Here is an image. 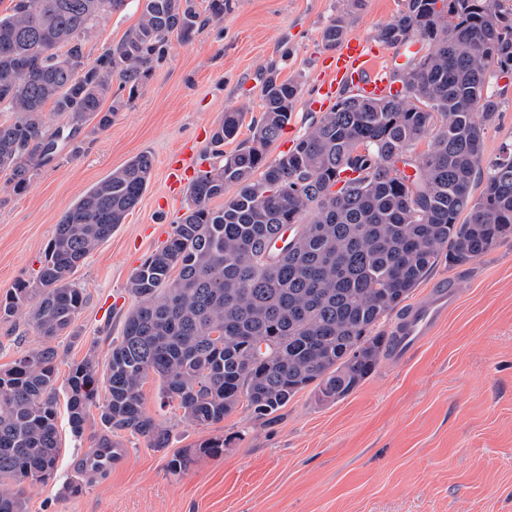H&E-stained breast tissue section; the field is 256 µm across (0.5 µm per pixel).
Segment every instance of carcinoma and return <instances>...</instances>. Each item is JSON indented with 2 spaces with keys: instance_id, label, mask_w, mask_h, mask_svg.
<instances>
[{
  "instance_id": "obj_1",
  "label": "carcinoma",
  "mask_w": 512,
  "mask_h": 512,
  "mask_svg": "<svg viewBox=\"0 0 512 512\" xmlns=\"http://www.w3.org/2000/svg\"><path fill=\"white\" fill-rule=\"evenodd\" d=\"M13 2L0 15V80L12 79L0 83V115L8 114L0 174L19 192L86 124L111 123L103 104L113 80L133 98L172 36L189 40L228 6L208 0L202 16L194 0H138L132 34L89 62L85 40L128 0ZM349 25L344 14L331 17L324 41L340 44ZM417 32L420 54L395 73L400 91L339 98L273 161L269 149L292 119L301 83L269 75L260 118L228 155L224 141L237 137L244 108L224 111L212 134L222 165L196 177L185 216L133 274L136 303L108 365L90 349L70 368L75 438L96 408L105 432L166 447V427L143 406L150 376L161 405L176 403L182 421L201 429L241 408L268 417L313 383L319 400H340L375 370L393 342L375 328L442 250L460 266L512 236V150L486 164L482 156L501 106L491 80L512 75V7L404 0L376 38L397 47ZM48 105L64 120L52 131ZM151 172V157L140 154L93 185L61 216L36 278L0 300L1 321L25 307L41 339L0 371V512H27L26 488L55 475L59 351L51 342L75 333L87 298L73 274L134 210ZM216 199L224 203L212 206ZM223 453L224 439L211 437L167 468L181 474L195 457Z\"/></svg>"
}]
</instances>
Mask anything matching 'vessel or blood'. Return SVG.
I'll return each mask as SVG.
<instances>
[{"mask_svg":"<svg viewBox=\"0 0 512 512\" xmlns=\"http://www.w3.org/2000/svg\"><path fill=\"white\" fill-rule=\"evenodd\" d=\"M390 71L391 65L382 47L359 37L346 39L332 59L316 104L320 107L332 104L336 95L346 88L360 95H386L390 88ZM197 173V159L190 150L182 149L171 155L167 177L171 190H179ZM454 303L453 283L445 279L437 282L428 303L413 306L399 317L393 345L395 355L406 357L421 346Z\"/></svg>","mask_w":512,"mask_h":512,"instance_id":"obj_1","label":"vessel or blood"}]
</instances>
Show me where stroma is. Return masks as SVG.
<instances>
[{
  "mask_svg": "<svg viewBox=\"0 0 512 512\" xmlns=\"http://www.w3.org/2000/svg\"><path fill=\"white\" fill-rule=\"evenodd\" d=\"M401 0H230L223 21L190 40L170 39L139 93L122 101L104 129L83 128L20 193L0 189V299L35 278L64 211L93 184L135 156H151L150 182L136 208L73 275L87 303L75 335H62L56 387L88 350L107 364L135 299L132 273L167 239L185 213L188 191L172 195L167 164L192 146L205 170L219 166L210 138L231 107L260 114L263 80L298 79L302 94L270 158L287 152L319 110L310 109L333 50L322 32L350 13V35L374 41ZM139 19L135 7L112 15L84 43L88 59L115 48ZM502 96L487 130L483 158L512 149V81L492 80ZM451 279L456 302L431 338L408 359L384 357L370 377L333 403L312 388L274 415L238 411L202 430L162 405L155 380L142 388L146 410L169 430L166 447L128 433L115 439L124 456L109 474L83 478L65 493L77 463L100 434L89 424L74 438L59 417L62 452L54 480L29 488L27 512H512V239L464 266L439 257L404 300L426 302ZM40 341L18 315L0 321V370ZM219 436L224 453L196 459L188 471L167 469L172 455Z\"/></svg>",
  "mask_w": 512,
  "mask_h": 512,
  "instance_id": "stroma-1",
  "label": "stroma"
}]
</instances>
